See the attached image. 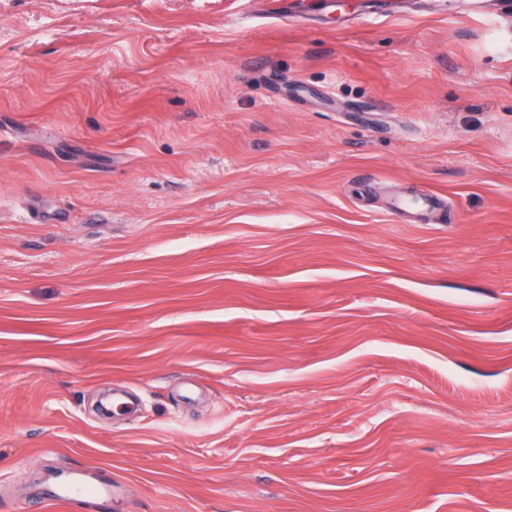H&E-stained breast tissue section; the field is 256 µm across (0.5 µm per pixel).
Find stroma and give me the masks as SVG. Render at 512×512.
<instances>
[{
	"label": "stroma",
	"instance_id": "stroma-1",
	"mask_svg": "<svg viewBox=\"0 0 512 512\" xmlns=\"http://www.w3.org/2000/svg\"><path fill=\"white\" fill-rule=\"evenodd\" d=\"M471 3L0 0V512H512V0ZM87 493V487L82 482L73 481L64 485L49 498L46 507L49 509L58 506L64 509L70 508L75 501L82 498Z\"/></svg>",
	"mask_w": 512,
	"mask_h": 512
}]
</instances>
